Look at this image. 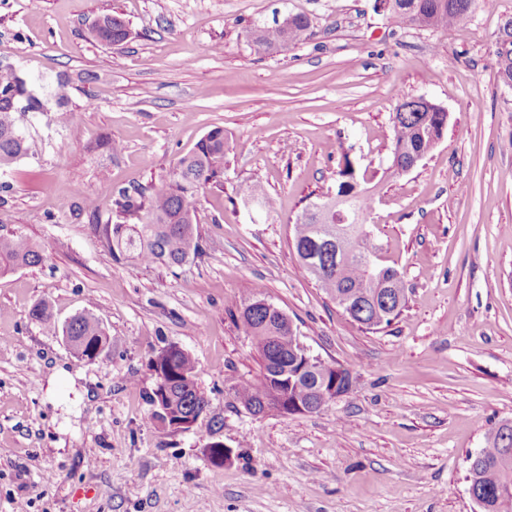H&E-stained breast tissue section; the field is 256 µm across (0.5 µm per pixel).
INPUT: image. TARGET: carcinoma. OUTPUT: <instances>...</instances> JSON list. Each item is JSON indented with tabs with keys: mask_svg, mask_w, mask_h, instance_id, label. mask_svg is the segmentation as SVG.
<instances>
[{
	"mask_svg": "<svg viewBox=\"0 0 512 512\" xmlns=\"http://www.w3.org/2000/svg\"><path fill=\"white\" fill-rule=\"evenodd\" d=\"M490 0H392L383 10L395 24L427 29H446L467 22L480 6ZM94 36L106 44L122 42L127 37L126 22L119 16L107 15L93 27ZM312 36L310 20L303 14L288 16L284 25L263 27L252 33L253 43L265 51L279 49L283 44H296ZM500 75L504 84L512 86V30L500 31ZM16 93L27 94L28 109L41 110L42 101L27 88L25 79L11 69H0V168L30 154L31 146L14 122L12 99ZM444 117L429 111L420 98L401 101L392 115L394 139L391 167L401 171L412 161H422L437 144L432 132H440ZM224 176V129L210 130L195 149L182 157L170 179L149 197H136L121 191L114 200L118 217L143 214L142 222L105 225V240L113 256H126L145 264L175 267L190 256L201 254L196 234V211L191 202L193 190L206 184H219ZM338 195L348 197L346 208L353 210L360 230L356 254L344 259L336 254V245L318 233L319 225L301 213L295 220L293 247L301 270L313 278L319 288L343 310L350 320L365 330L389 326L407 303V287L401 273L381 263L380 246L367 229L370 198L358 188L350 165L339 171ZM42 253L23 235L0 234V272L16 267L37 266ZM244 331L251 336L259 354L264 373L278 368L288 372L289 399L310 403L316 413L327 406L319 395L325 382L351 389L350 373L342 368L330 371V365L315 361L304 365L292 346L289 329L280 321L281 309L268 307L264 299L252 296L239 303ZM32 318L50 333L62 332L80 359L102 357L110 338L98 320L87 312L73 315L58 326L47 302L36 304ZM172 384L164 401L175 410L193 412L207 405L195 374V363L187 352L179 350L172 357ZM236 400L251 414L263 410L269 398L265 381H237L230 385ZM469 467L476 470V504L481 512H512V464L502 461V446L496 439L469 458Z\"/></svg>",
	"mask_w": 512,
	"mask_h": 512,
	"instance_id": "cac0c4a2",
	"label": "carcinoma"
}]
</instances>
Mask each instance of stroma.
I'll return each mask as SVG.
<instances>
[{
    "label": "stroma",
    "instance_id": "1",
    "mask_svg": "<svg viewBox=\"0 0 512 512\" xmlns=\"http://www.w3.org/2000/svg\"><path fill=\"white\" fill-rule=\"evenodd\" d=\"M375 0H0V68L46 101L19 112L33 155L0 169V233L42 265L0 274V512H480L468 458L512 421V86L500 29L512 0L446 29L400 27ZM302 13L306 42L267 53L250 32ZM123 17L130 37L98 41ZM67 124L54 120L58 85ZM405 98L448 122L416 167L390 169ZM223 187L197 188L201 256L115 259L118 191L151 193L211 129ZM121 149H113V142ZM351 163L369 230L408 302L390 326L353 323L299 268L294 221ZM259 191L276 200L258 215ZM259 294L288 314L349 393L313 414L255 417L234 398L262 362L236 318ZM85 311L112 345L73 354L30 312ZM177 346L209 404L189 431L151 422L150 360ZM232 450L215 464L209 444ZM127 30L126 22L114 15L104 16L93 27L95 38L111 45L124 41L128 35ZM499 37L497 56L500 75L504 84L512 86V29L509 31L507 27H502Z\"/></svg>",
    "mask_w": 512,
    "mask_h": 512
}]
</instances>
